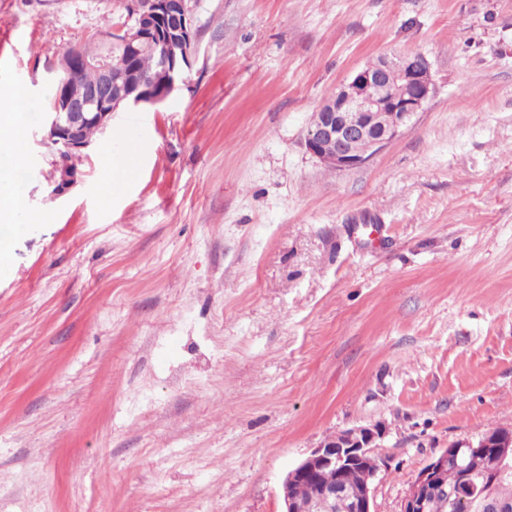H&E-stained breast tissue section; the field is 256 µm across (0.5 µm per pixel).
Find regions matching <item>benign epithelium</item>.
Returning a JSON list of instances; mask_svg holds the SVG:
<instances>
[{"label":"benign epithelium","instance_id":"1","mask_svg":"<svg viewBox=\"0 0 512 512\" xmlns=\"http://www.w3.org/2000/svg\"><path fill=\"white\" fill-rule=\"evenodd\" d=\"M131 14L116 28L92 34L104 51L96 58L75 55L70 49L49 69L61 87L46 108L47 137L58 151L55 194L73 185L80 157L90 143L82 136L85 124L104 126L121 108L164 103L178 88L185 69L191 66L196 31L190 0H133ZM145 49L158 51L166 75L163 92L153 94L142 78L132 79L128 61ZM83 68L99 72L98 83L82 87L77 74ZM436 91L431 64L418 53L381 56L357 69L325 101L307 130L306 152L322 164L340 170L363 166L370 157L392 142L423 109ZM384 432L379 427L342 431L312 449L288 471L282 484L283 512H375L372 483L381 460L374 451ZM371 459L374 468L361 474L356 489L346 487L345 475ZM454 462L460 484H448V462ZM512 470V433L490 430L474 442L451 444L434 457L410 481L400 512H426L430 499L452 498L472 485L471 512H512L493 491L494 481ZM321 476L309 500L295 495L298 482Z\"/></svg>","mask_w":512,"mask_h":512}]
</instances>
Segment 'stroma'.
<instances>
[{
    "label": "stroma",
    "instance_id": "obj_1",
    "mask_svg": "<svg viewBox=\"0 0 512 512\" xmlns=\"http://www.w3.org/2000/svg\"><path fill=\"white\" fill-rule=\"evenodd\" d=\"M198 54L55 195L48 69L122 0H0L24 88L0 270V512H283L288 470L380 426L376 512L512 425V0H191ZM423 54L437 91L350 170L303 141L336 86ZM135 176L108 189L109 162Z\"/></svg>",
    "mask_w": 512,
    "mask_h": 512
}]
</instances>
